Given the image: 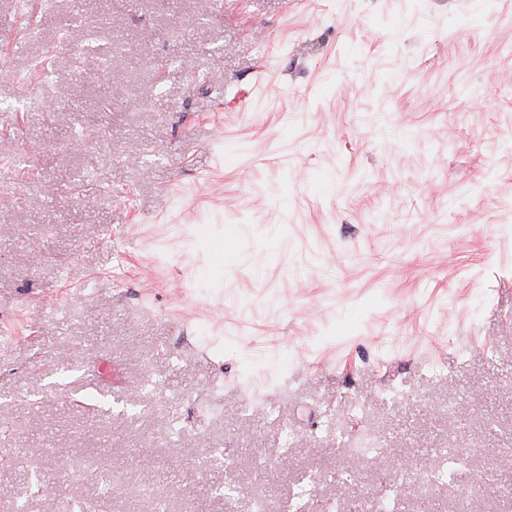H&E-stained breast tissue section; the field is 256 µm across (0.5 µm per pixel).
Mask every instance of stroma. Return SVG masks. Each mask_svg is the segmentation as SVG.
<instances>
[{
  "instance_id": "stroma-1",
  "label": "stroma",
  "mask_w": 512,
  "mask_h": 512,
  "mask_svg": "<svg viewBox=\"0 0 512 512\" xmlns=\"http://www.w3.org/2000/svg\"><path fill=\"white\" fill-rule=\"evenodd\" d=\"M37 20L0 0V512H374L368 438L392 512H512V0Z\"/></svg>"
}]
</instances>
